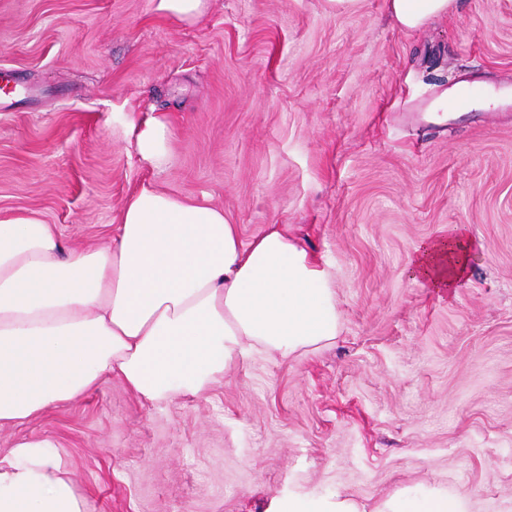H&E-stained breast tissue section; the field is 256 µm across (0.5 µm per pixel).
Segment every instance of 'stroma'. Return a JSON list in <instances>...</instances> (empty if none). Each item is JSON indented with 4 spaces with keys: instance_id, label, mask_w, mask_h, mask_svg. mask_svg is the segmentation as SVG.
<instances>
[{
    "instance_id": "stroma-1",
    "label": "stroma",
    "mask_w": 512,
    "mask_h": 512,
    "mask_svg": "<svg viewBox=\"0 0 512 512\" xmlns=\"http://www.w3.org/2000/svg\"><path fill=\"white\" fill-rule=\"evenodd\" d=\"M0 211L76 251L107 245L151 184L223 208L251 239L288 225L326 261L343 328L295 360L256 355L200 397L119 381L0 429L52 439L89 512H274L341 490L373 506L432 484L512 512V0H454L417 31L387 0H210L186 25L152 0H0ZM502 91L433 122L420 104ZM162 115L153 167L130 133ZM463 231L464 280L413 279Z\"/></svg>"
}]
</instances>
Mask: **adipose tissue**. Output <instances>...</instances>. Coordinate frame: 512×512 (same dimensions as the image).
Here are the masks:
<instances>
[{
    "instance_id": "adipose-tissue-1",
    "label": "adipose tissue",
    "mask_w": 512,
    "mask_h": 512,
    "mask_svg": "<svg viewBox=\"0 0 512 512\" xmlns=\"http://www.w3.org/2000/svg\"><path fill=\"white\" fill-rule=\"evenodd\" d=\"M453 0H388L400 28L447 14ZM145 159L165 161L168 122L132 126ZM461 234L422 243L413 278L437 292L467 267ZM342 329L332 275L286 228L251 240L223 208L152 185L126 201L111 245L68 252L36 213L0 214V428L18 427L116 378L160 403L207 393L255 354L292 359L332 345ZM0 512H89L47 439L0 455ZM276 512H465L434 486L401 489L374 510L338 493L292 496Z\"/></svg>"
}]
</instances>
